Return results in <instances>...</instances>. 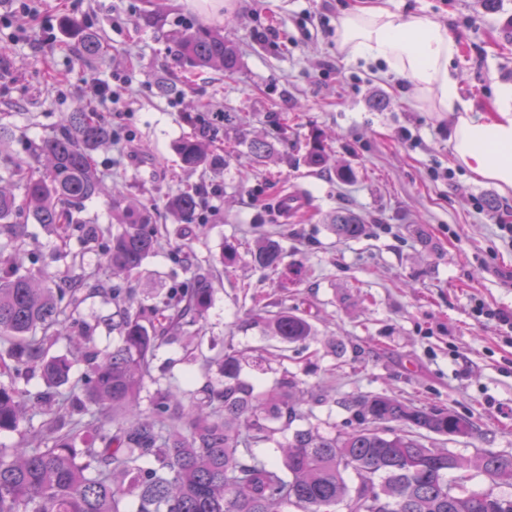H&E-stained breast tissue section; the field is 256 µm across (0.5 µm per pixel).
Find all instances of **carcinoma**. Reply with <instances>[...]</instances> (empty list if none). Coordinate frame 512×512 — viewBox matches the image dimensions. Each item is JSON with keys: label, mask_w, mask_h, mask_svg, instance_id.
Wrapping results in <instances>:
<instances>
[{"label": "carcinoma", "mask_w": 512, "mask_h": 512, "mask_svg": "<svg viewBox=\"0 0 512 512\" xmlns=\"http://www.w3.org/2000/svg\"><path fill=\"white\" fill-rule=\"evenodd\" d=\"M79 40V53L93 58L102 51L98 37L75 21L68 22ZM171 52L183 67L232 72L239 57L219 30L185 27L172 38ZM237 142L257 160L277 152L273 140L235 128ZM112 139V128L94 112L79 107L66 124L44 137L38 153L47 168L14 163L0 182L18 185L22 202L0 187V340L8 355L0 358V432H17L20 442L0 447V512H125L128 495L137 498V512H512V496L495 492L512 483V455L486 451L478 474L489 487H469L456 470L461 458L447 448L426 444L430 435L474 434V424L444 408L405 403L394 395H350L343 406L350 417L324 434L300 409L302 397L321 402L311 389L284 376L261 391L242 378V354L229 346L224 354L205 360L217 365L218 379L208 380L189 410L178 390L168 386L149 395L148 413L141 409L145 380L157 383L152 364L157 350L179 339L183 326L202 321L212 303L211 270L197 265L193 277L172 289L154 305L139 302L132 289L116 285L109 296L116 343L100 349L88 332L85 359L90 370L72 379V363L48 356L47 343L63 335L62 317L84 300L73 286L84 270V255L72 254L70 268L54 280L24 269L29 256L25 242L12 231L25 213L67 239L74 224L84 226L92 240L107 243L102 257L112 269L131 278L154 252L158 228L147 211L125 209L123 222L111 226L82 220L85 202L103 192L102 180L89 151ZM213 134L198 131L177 146L182 164L190 169L220 162ZM303 164L320 170L328 162L321 136L302 155ZM198 190H181L166 197V209L181 219L194 218L200 206ZM336 235L359 240L367 224L349 209L331 218ZM254 266L300 280L297 267L285 265L286 251L277 233L260 229L248 248ZM251 318L263 322L284 344L312 335L311 323L292 311L272 312L252 297ZM40 374L44 420L32 425L26 411L29 382ZM67 385L65 393L58 388ZM112 410V427L86 421L89 407ZM292 434L278 439L286 430ZM260 443L282 449L280 462L255 455ZM462 482L455 483L456 478ZM456 490H451L452 484Z\"/></svg>", "instance_id": "1"}]
</instances>
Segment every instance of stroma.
Returning a JSON list of instances; mask_svg holds the SVG:
<instances>
[{"mask_svg": "<svg viewBox=\"0 0 512 512\" xmlns=\"http://www.w3.org/2000/svg\"><path fill=\"white\" fill-rule=\"evenodd\" d=\"M46 0L41 16L11 11L0 0L9 29H0V127L11 138L0 147L8 162L36 164L35 147L74 108L95 109L130 138L92 152L105 195L86 202L83 216L112 221L109 191L125 203L161 211L182 239L162 241L136 277L129 279L143 304L159 301L190 276L173 258L176 242L190 245L215 269L213 303L199 326L162 346L154 360L159 382H185L188 392L206 381L199 360L227 346L266 349L265 372L245 376L266 389L291 375L315 387L313 423L323 432L343 424L350 394L387 393L416 405L452 410L478 428L472 438L439 437L435 443L470 458L487 449L512 454V328L478 315V307L512 312V194L471 180L448 148L446 113L417 100L406 80L386 77L378 65L345 58L336 42V20L349 0ZM395 15H428L447 25L459 53L452 62L462 97L490 111L499 85L512 84V0H386ZM157 13L149 24L144 13ZM75 20L104 44L100 59L79 56L67 28ZM55 38L44 42L41 23ZM194 24L223 30L239 54L240 69L191 78L183 96H156L160 78L180 80L170 53L171 33ZM126 76L117 106L124 119L99 111L91 85ZM231 113L252 133L278 138V152L256 161L232 139L217 138L225 165L187 171L175 146L193 134V119ZM327 137L328 165L313 171L299 158L317 134ZM350 171L340 179L337 167ZM187 187L205 191L204 224H181L164 211L166 196ZM304 191L315 216L282 219L273 207L280 194ZM345 208L361 216L368 234L339 239L326 215ZM278 229L287 261L302 267L301 284L256 268L249 255L221 261L225 245H241L255 225ZM28 267L54 276L70 255L85 251L86 296L77 319L92 326L98 347L114 333L103 324L113 311L107 295L117 284L100 261L101 243L82 227L60 241L51 228L26 221ZM271 311L292 309L312 324L306 343L282 346L248 314L251 293Z\"/></svg>", "mask_w": 512, "mask_h": 512, "instance_id": "stroma-1", "label": "stroma"}]
</instances>
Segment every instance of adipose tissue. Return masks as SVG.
I'll list each match as a JSON object with an SVG mask.
<instances>
[{
  "instance_id": "obj_1",
  "label": "adipose tissue",
  "mask_w": 512,
  "mask_h": 512,
  "mask_svg": "<svg viewBox=\"0 0 512 512\" xmlns=\"http://www.w3.org/2000/svg\"><path fill=\"white\" fill-rule=\"evenodd\" d=\"M347 59L372 62L409 81L418 99L451 115L448 146L454 163L474 179L512 191V85L499 86L492 111H474L459 91L452 61L459 51L447 26L429 16L403 17L377 0H352L336 23Z\"/></svg>"
}]
</instances>
